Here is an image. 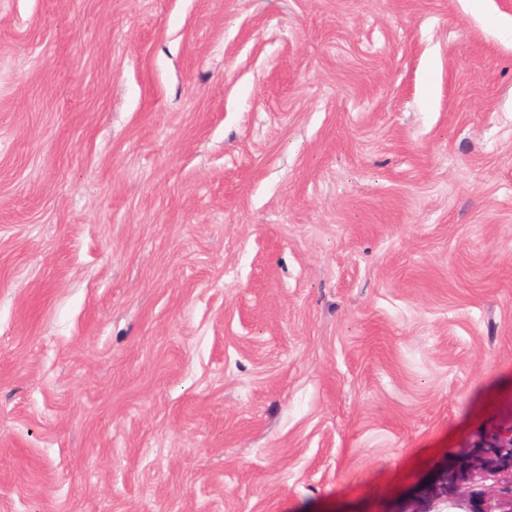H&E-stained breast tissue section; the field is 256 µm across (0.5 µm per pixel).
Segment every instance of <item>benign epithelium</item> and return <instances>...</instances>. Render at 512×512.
Listing matches in <instances>:
<instances>
[{"instance_id": "obj_1", "label": "benign epithelium", "mask_w": 512, "mask_h": 512, "mask_svg": "<svg viewBox=\"0 0 512 512\" xmlns=\"http://www.w3.org/2000/svg\"><path fill=\"white\" fill-rule=\"evenodd\" d=\"M485 454L462 464L464 469L496 474L500 481L491 493L473 489L457 498L460 512H512V422L486 445Z\"/></svg>"}]
</instances>
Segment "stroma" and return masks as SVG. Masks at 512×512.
I'll return each mask as SVG.
<instances>
[{
	"label": "stroma",
	"mask_w": 512,
	"mask_h": 512,
	"mask_svg": "<svg viewBox=\"0 0 512 512\" xmlns=\"http://www.w3.org/2000/svg\"><path fill=\"white\" fill-rule=\"evenodd\" d=\"M512 418V0H0V512H439Z\"/></svg>",
	"instance_id": "1"
}]
</instances>
